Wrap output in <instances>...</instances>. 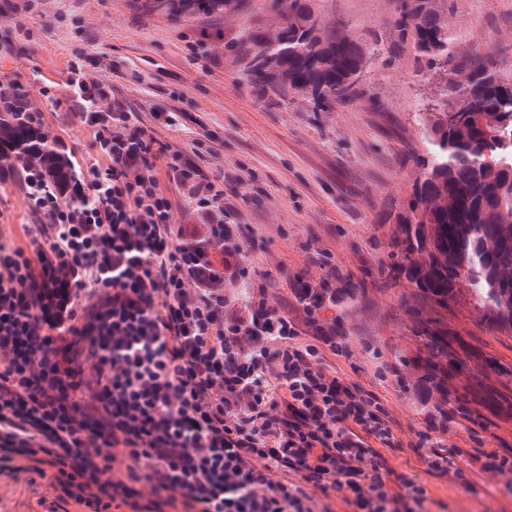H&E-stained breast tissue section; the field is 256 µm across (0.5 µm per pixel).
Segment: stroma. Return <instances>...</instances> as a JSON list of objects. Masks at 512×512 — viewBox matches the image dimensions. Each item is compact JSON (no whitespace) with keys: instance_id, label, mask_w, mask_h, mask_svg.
Returning <instances> with one entry per match:
<instances>
[{"instance_id":"1","label":"stroma","mask_w":512,"mask_h":512,"mask_svg":"<svg viewBox=\"0 0 512 512\" xmlns=\"http://www.w3.org/2000/svg\"><path fill=\"white\" fill-rule=\"evenodd\" d=\"M23 2L0 0V83L48 88L40 107L81 174L105 164L68 84V62L84 51L100 57L103 77L132 119L223 187L225 221L244 227L249 281L265 284L269 301L290 306L292 280L318 281L325 262L337 268L349 302L321 315L343 316L351 357L336 364L385 403L406 442L383 451L396 476L424 485L447 512H512L503 479L468 461L486 448H512L511 418L483 413L485 428L473 440L465 419L452 412L447 431L434 433L433 446L463 450L458 464L471 483L467 490L426 472L407 445L424 416L413 389L403 386L418 342L401 290L384 271L403 206L423 172L418 158L427 152L425 125L439 79L418 72L413 42L398 43L397 0H307L314 14L343 22L346 37L375 53L361 97L332 112L314 111L299 95L265 106L225 50L245 28L280 25L270 0H248L244 11L218 18L146 14L136 0H33L27 11ZM431 6L458 48L491 52L499 75L512 80V0ZM156 112L174 113L175 125L155 124ZM41 235L24 190L0 180V240L25 245ZM443 321L472 352L452 373V385L462 390L479 379L487 390H500L483 361L495 356L512 364V339L482 330L468 303L449 307ZM46 495L37 474L0 477V512H64Z\"/></svg>"}]
</instances>
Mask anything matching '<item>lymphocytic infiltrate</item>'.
<instances>
[{"instance_id": "obj_1", "label": "lymphocytic infiltrate", "mask_w": 512, "mask_h": 512, "mask_svg": "<svg viewBox=\"0 0 512 512\" xmlns=\"http://www.w3.org/2000/svg\"><path fill=\"white\" fill-rule=\"evenodd\" d=\"M69 69L108 163L64 193L30 185L38 262L0 241V474L37 473L76 512H336V492L358 512H425L427 489H395L382 454L391 412L324 359L349 354L340 321L319 315L335 270L294 282L290 310L261 288L240 298L223 189L111 105L96 56ZM164 175L199 223H175ZM440 429L425 416L413 450L460 475L430 445Z\"/></svg>"}]
</instances>
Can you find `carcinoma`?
I'll return each mask as SVG.
<instances>
[{
	"label": "carcinoma",
	"mask_w": 512,
	"mask_h": 512,
	"mask_svg": "<svg viewBox=\"0 0 512 512\" xmlns=\"http://www.w3.org/2000/svg\"><path fill=\"white\" fill-rule=\"evenodd\" d=\"M431 0H399L397 38H414L419 71L462 77L443 83L425 131L430 159L404 207L392 238L387 276L424 306L415 312L414 336L436 382L448 376V336L438 311L469 298L478 325L512 337V81L497 74L493 57L460 52ZM282 24L273 31L241 32L224 45L242 64L252 92L281 104L291 94L310 96L329 112L361 96L364 49L301 0H274ZM147 12L223 15L245 0H144ZM21 88L0 85V169L35 160L42 178L64 190L79 178L74 157L52 143L28 112L13 108ZM463 98L455 110L450 98ZM485 369L512 384V365L496 357Z\"/></svg>",
	"instance_id": "1"
}]
</instances>
